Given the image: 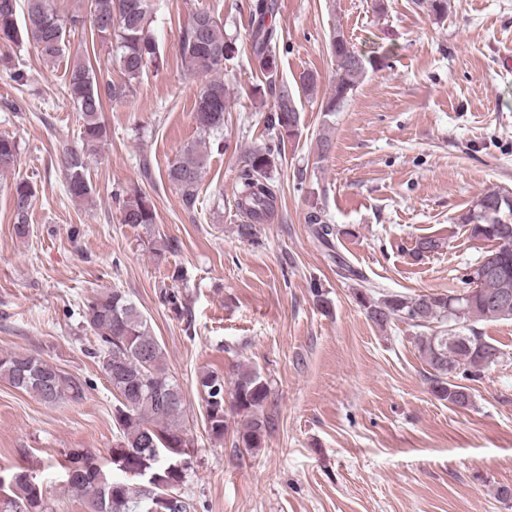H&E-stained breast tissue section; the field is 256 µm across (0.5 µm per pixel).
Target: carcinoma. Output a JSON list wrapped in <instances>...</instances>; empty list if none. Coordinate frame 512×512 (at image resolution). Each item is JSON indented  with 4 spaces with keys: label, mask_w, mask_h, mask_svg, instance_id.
<instances>
[{
    "label": "carcinoma",
    "mask_w": 512,
    "mask_h": 512,
    "mask_svg": "<svg viewBox=\"0 0 512 512\" xmlns=\"http://www.w3.org/2000/svg\"><path fill=\"white\" fill-rule=\"evenodd\" d=\"M90 19L76 14H61L52 0H0V47L22 40L32 43L47 61L64 56L70 45V33L90 24L91 34L115 46L116 62L124 79L120 83H100L93 69L75 65L68 84V96L81 112L82 149L63 152V167L68 194L85 202L93 187L87 179L88 157L97 151L106 137L101 122L103 100L118 101L132 91V82L141 77L148 64L163 62L160 49L150 34L157 0H88ZM273 0H255L252 11L251 49L260 71L272 77L277 73L273 42L276 29L268 18L274 13ZM25 24L19 26L18 14ZM336 66V80L325 111L337 112L359 87L368 69L376 61L353 48L329 41ZM235 52L232 41L224 36V24L208 10L192 15L179 44L182 63L194 74L208 77L195 100V120L202 132L211 135L224 130L226 89L224 80L214 76L224 59ZM267 123L279 133V142L292 141L301 133V115L296 96L288 83L278 85L275 110ZM281 149L256 147L249 153L247 168L240 174L238 208L250 221L236 225L239 239L252 242L255 227L271 222L277 212V198L268 185V175L276 167ZM19 144L11 136H0V172L15 168ZM208 163L207 149L194 142L186 145L170 165L167 177L179 191L185 207L195 205L198 188ZM35 191L22 179L13 183L12 198L20 238L29 235L27 216ZM121 221L149 229L156 223L153 204L138 190L118 195ZM470 226L473 238L494 243L485 256L491 258L496 272L469 291L472 276L482 266L461 279V291L446 294L406 296L392 294L376 298L369 292L358 294L367 317L384 329L399 320L429 330L414 337V343L427 363L433 394L440 400L465 408L472 403L471 388L460 382L477 381L488 366L497 362L498 348L473 328L485 320H504L501 307L492 300L503 283L512 286V196L498 190L481 194L461 217ZM315 237L328 249L336 234L334 225L321 211L310 213ZM84 323L94 332L98 348L94 356L112 387L117 404L113 420L119 425L120 444L111 450L107 468L89 451L65 452V470L79 465L77 473L66 476L68 487L82 499L85 508L98 504L97 512H189L190 503L180 493L188 471L176 473L169 463L185 458L193 441L183 426L185 397L180 385L169 375L163 349L146 317L123 291L112 288L86 299ZM0 379L13 388L45 400L52 391L51 403L78 402L84 398L83 384L48 361L20 352L0 353ZM203 393L204 421L210 436L223 440L235 426L236 448L248 451L262 447L271 429V417L264 412L270 395L268 381L255 369H239L230 398H224V375L205 370L198 377ZM0 512H48L41 481L27 470L7 472L0 485Z\"/></svg>",
    "instance_id": "cac0c4a2"
}]
</instances>
